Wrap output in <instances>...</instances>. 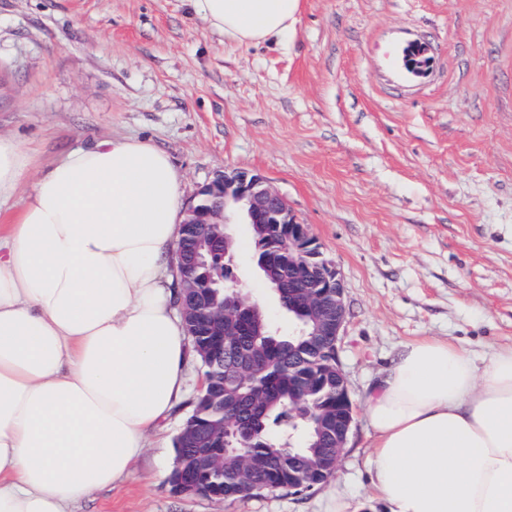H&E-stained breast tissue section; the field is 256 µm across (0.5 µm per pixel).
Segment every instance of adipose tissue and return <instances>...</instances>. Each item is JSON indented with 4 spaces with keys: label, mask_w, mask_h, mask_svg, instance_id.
Wrapping results in <instances>:
<instances>
[{
    "label": "adipose tissue",
    "mask_w": 512,
    "mask_h": 512,
    "mask_svg": "<svg viewBox=\"0 0 512 512\" xmlns=\"http://www.w3.org/2000/svg\"><path fill=\"white\" fill-rule=\"evenodd\" d=\"M225 42L291 33L301 0H194ZM30 159L0 138V199ZM168 154L129 138L48 166L0 234V512H71L129 478L187 393L170 266L184 219ZM388 512H512V347L403 346L365 401Z\"/></svg>",
    "instance_id": "obj_1"
}]
</instances>
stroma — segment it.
Here are the masks:
<instances>
[{"label": "stroma", "instance_id": "obj_1", "mask_svg": "<svg viewBox=\"0 0 512 512\" xmlns=\"http://www.w3.org/2000/svg\"><path fill=\"white\" fill-rule=\"evenodd\" d=\"M427 64L408 73L404 48ZM0 136L31 158L0 225L38 172L110 138L148 141L185 199L215 173L267 178L342 277L338 348L355 422L336 472L298 493L235 501L167 482L182 403L132 478L73 512H383L370 487L367 394L407 342L512 346V0H303L281 43L225 42L190 0H0ZM242 293L288 317L236 222Z\"/></svg>", "mask_w": 512, "mask_h": 512}]
</instances>
